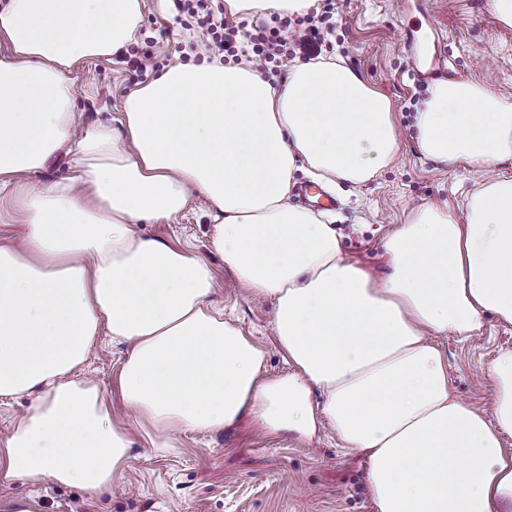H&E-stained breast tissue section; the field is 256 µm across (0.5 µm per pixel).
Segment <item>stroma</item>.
I'll list each match as a JSON object with an SVG mask.
<instances>
[{"mask_svg": "<svg viewBox=\"0 0 512 512\" xmlns=\"http://www.w3.org/2000/svg\"><path fill=\"white\" fill-rule=\"evenodd\" d=\"M222 0H193L187 15L178 0H144L143 21L135 42L111 61L84 64L75 75V101L81 121L92 125L118 116L125 96L173 60L201 62V46L213 35L200 19L218 14ZM436 27L439 51L453 78L482 84L512 102V27L498 22L490 0H317L306 15L225 17L233 51L226 63L254 58L252 36L277 31L284 48L262 72L280 86L293 61L313 55L305 45L312 30L321 34V56L342 58L362 80L386 93L401 134L395 160L371 182L333 188L338 200L328 213L345 258L375 277L388 272L384 245L398 224L419 205H462L478 181L474 167L446 168L424 158L413 142V115L430 85L420 78L404 46V29ZM138 233L176 246H187L210 264L222 286L212 296L225 318L266 350L265 372L288 365L272 331L271 303L256 302L237 283L211 246L209 206L200 198L165 224H141ZM448 378L457 398L489 410L493 387L486 369L498 351L512 349V325L486 314L477 339L441 338ZM127 347L100 337L85 368L108 396H116L117 376ZM175 447H151L135 435L128 466L114 489L89 497L77 485L49 481L31 484L0 479V503L35 497L40 512H374L366 482V462L343 450L332 430L303 447L288 440L236 431H182Z\"/></svg>", "mask_w": 512, "mask_h": 512, "instance_id": "1", "label": "stroma"}]
</instances>
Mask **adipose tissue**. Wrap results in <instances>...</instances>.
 I'll use <instances>...</instances> for the list:
<instances>
[{"label": "adipose tissue", "mask_w": 512, "mask_h": 512, "mask_svg": "<svg viewBox=\"0 0 512 512\" xmlns=\"http://www.w3.org/2000/svg\"><path fill=\"white\" fill-rule=\"evenodd\" d=\"M315 2L224 0V12L300 16ZM142 6L0 8V192L22 226L0 232V400L31 399L0 447V478L111 489L130 428L80 375L109 336L130 346L118 391L155 447L247 418L305 445L328 427L366 459L375 512H512V349L487 368L485 413L453 395L439 344L475 337L488 313L512 325V178L481 182L461 216L417 207L373 277L288 196L298 170L331 186L373 180L401 148L390 98L340 60L294 63L277 88L250 63L175 62L125 98L117 123L79 127L76 67L129 45ZM414 141L447 168H496L512 161V102L436 81ZM61 156L71 177L26 183ZM194 193L225 267L272 302L286 373L262 377L266 352L213 307L203 259L135 232Z\"/></svg>", "instance_id": "ef3b65f1"}]
</instances>
